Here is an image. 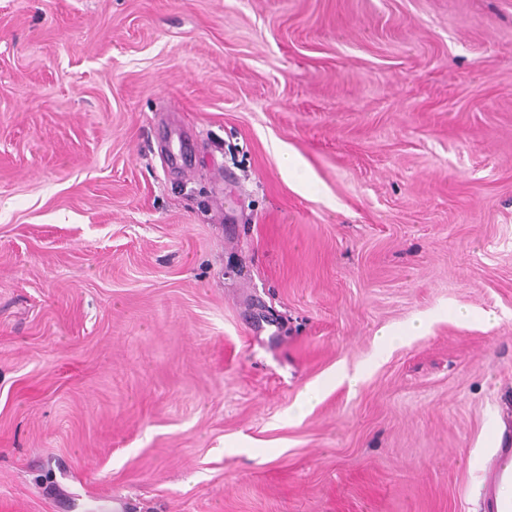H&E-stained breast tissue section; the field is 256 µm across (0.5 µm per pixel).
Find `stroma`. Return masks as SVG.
<instances>
[{
  "instance_id": "35a3bbf8",
  "label": "stroma",
  "mask_w": 512,
  "mask_h": 512,
  "mask_svg": "<svg viewBox=\"0 0 512 512\" xmlns=\"http://www.w3.org/2000/svg\"><path fill=\"white\" fill-rule=\"evenodd\" d=\"M511 408L512 0H0V512H490Z\"/></svg>"
}]
</instances>
